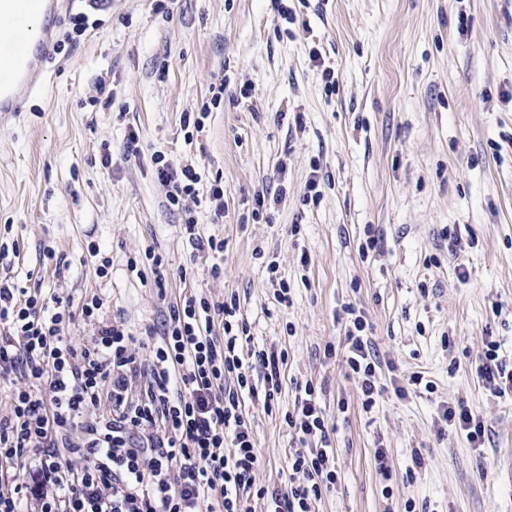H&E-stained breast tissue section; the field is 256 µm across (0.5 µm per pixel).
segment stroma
<instances>
[{
  "instance_id": "obj_1",
  "label": "stroma",
  "mask_w": 512,
  "mask_h": 512,
  "mask_svg": "<svg viewBox=\"0 0 512 512\" xmlns=\"http://www.w3.org/2000/svg\"><path fill=\"white\" fill-rule=\"evenodd\" d=\"M281 4L287 15L271 0L91 10L98 26L57 55L43 91L0 113V242L18 247L0 279L75 307L98 296L99 318L68 328L79 341L106 323L146 335L193 293L236 295L255 346L287 357L273 412L247 405L256 485L288 482L283 416L308 380L336 466L316 512H512V389L490 396L478 374L491 341L512 369V0ZM204 105L188 134L185 113ZM158 152L224 188L222 218L193 209L197 233L224 243L220 278L193 256ZM261 195L280 201L256 218ZM149 249L169 260L165 292ZM349 305L386 363L368 411L345 363ZM458 402L483 415L484 447L442 426Z\"/></svg>"
}]
</instances>
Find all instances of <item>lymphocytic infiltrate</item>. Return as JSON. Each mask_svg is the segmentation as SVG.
Returning <instances> with one entry per match:
<instances>
[{"label": "lymphocytic infiltrate", "mask_w": 512, "mask_h": 512, "mask_svg": "<svg viewBox=\"0 0 512 512\" xmlns=\"http://www.w3.org/2000/svg\"><path fill=\"white\" fill-rule=\"evenodd\" d=\"M170 205L197 193L198 164L173 166L153 156ZM102 302L72 311L58 295L29 294L0 281V367L15 373L10 409L0 414V512H315L336 482L333 450L313 383H305L284 422L300 442L288 457V484L259 486V457L246 399L272 411L282 390L284 353L255 348L235 296L194 294L170 304L150 331L138 398L137 338L123 326L100 327L80 343L66 331L75 317L94 319ZM346 332L347 364L360 383L361 405L375 403L382 360L355 316ZM109 407H102V397ZM35 467L42 491L18 472Z\"/></svg>", "instance_id": "lymphocytic-infiltrate-1"}]
</instances>
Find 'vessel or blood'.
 <instances>
[{
    "instance_id": "1",
    "label": "vessel or blood",
    "mask_w": 512,
    "mask_h": 512,
    "mask_svg": "<svg viewBox=\"0 0 512 512\" xmlns=\"http://www.w3.org/2000/svg\"><path fill=\"white\" fill-rule=\"evenodd\" d=\"M65 0H0V112H22L46 78L57 41L55 20ZM40 31H32L35 19Z\"/></svg>"
}]
</instances>
